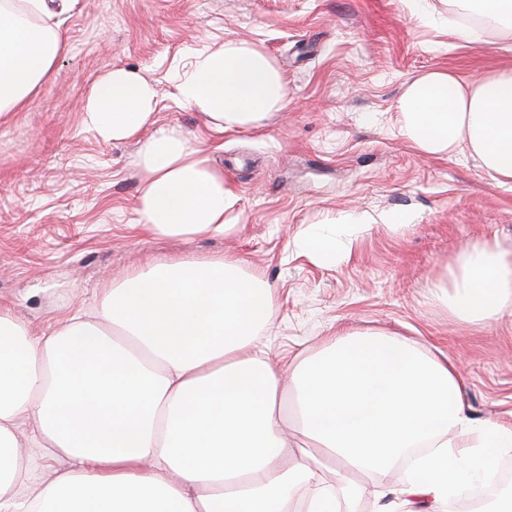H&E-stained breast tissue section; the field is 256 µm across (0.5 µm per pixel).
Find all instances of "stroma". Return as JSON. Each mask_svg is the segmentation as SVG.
<instances>
[{
  "label": "stroma",
  "mask_w": 512,
  "mask_h": 512,
  "mask_svg": "<svg viewBox=\"0 0 512 512\" xmlns=\"http://www.w3.org/2000/svg\"><path fill=\"white\" fill-rule=\"evenodd\" d=\"M454 24L476 39L459 41ZM62 35L49 82L0 118V309L38 336L147 262L234 257L274 290L259 337L270 353L292 361L344 331L397 332L456 366L474 418L512 423V314L463 325L431 295L463 248L488 242L512 257V182L460 153L421 155L395 123L415 77L512 67V37L453 0H75ZM229 39L264 47L288 86L286 109L246 132L213 129L176 96L194 58ZM116 67L150 80L158 125L200 140L233 183L236 233L134 230L137 143L102 142L82 123L92 84ZM361 212L405 221L351 224ZM315 224L349 240L333 263L295 244ZM17 435L29 446L26 496L62 463L30 447L26 420ZM401 476L340 471L361 490L357 512H371L377 491Z\"/></svg>",
  "instance_id": "obj_1"
}]
</instances>
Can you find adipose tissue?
I'll return each instance as SVG.
<instances>
[{"label": "adipose tissue", "mask_w": 512, "mask_h": 512, "mask_svg": "<svg viewBox=\"0 0 512 512\" xmlns=\"http://www.w3.org/2000/svg\"><path fill=\"white\" fill-rule=\"evenodd\" d=\"M72 2L0 0V117L50 80L64 50L54 19ZM176 95L222 131L259 127L288 102L275 58L235 39L200 55ZM156 106L150 81L115 68L92 85L82 123L122 142L153 125ZM397 110L401 136L422 155L464 150L512 181V67L470 82L427 72ZM134 163L140 230L174 239L229 231L237 195L200 143L156 127ZM432 288L457 320L485 321L512 309V259L488 243L465 248L450 280ZM273 309L271 288L227 257L147 263L92 313L40 336L0 311V512H336L337 498L354 502L357 491L328 483L321 463L382 472L414 454L379 512L418 498L441 512L468 467L477 481L496 479L512 425L467 412L454 365L385 331H347L299 362L274 359L256 343ZM23 415L37 446L66 463L25 499L16 494Z\"/></svg>", "instance_id": "obj_1"}]
</instances>
